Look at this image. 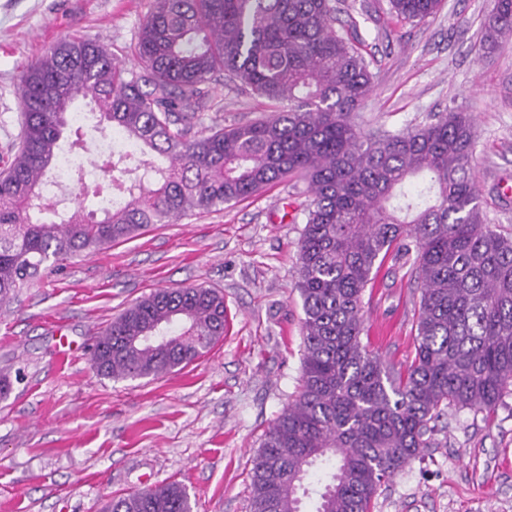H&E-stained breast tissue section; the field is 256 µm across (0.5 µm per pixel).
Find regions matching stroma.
I'll return each mask as SVG.
<instances>
[{
	"mask_svg": "<svg viewBox=\"0 0 512 512\" xmlns=\"http://www.w3.org/2000/svg\"><path fill=\"white\" fill-rule=\"evenodd\" d=\"M150 0H0V169L11 162L23 69L61 39L109 45L133 66ZM497 0H443L403 21L388 0H336V29L359 48L373 88L354 122L393 131L451 110L471 116L475 173L488 223L512 234V39H480ZM207 122L229 127L269 111L224 81ZM306 184L287 177L251 198L157 224L53 263L0 305V512H100L161 482L186 486L194 512H248L252 459L292 401L304 317L296 288ZM214 288L224 337L201 359L155 379L109 380L93 338L159 288ZM420 290L385 265L364 296L362 339L387 362L413 354ZM373 512H512V397L493 415L449 411L433 447L400 472Z\"/></svg>",
	"mask_w": 512,
	"mask_h": 512,
	"instance_id": "stroma-1",
	"label": "stroma"
}]
</instances>
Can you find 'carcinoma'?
I'll use <instances>...</instances> for the list:
<instances>
[{"label":"carcinoma","mask_w":512,"mask_h":512,"mask_svg":"<svg viewBox=\"0 0 512 512\" xmlns=\"http://www.w3.org/2000/svg\"><path fill=\"white\" fill-rule=\"evenodd\" d=\"M422 22L442 0H389ZM334 0H151L134 46L139 69L111 47L64 39L20 77L22 124L0 171V303L50 260L129 240L154 224L248 198L292 175L308 184L297 245L304 311L297 394L274 420L251 469L249 512H302L306 480L326 481L315 512H372L382 485L434 444L448 410H495L512 395V236L487 223L470 160L469 116L450 112L397 132L363 133L351 117L369 64L335 29ZM512 38V0L485 24L492 48ZM273 107L247 123L192 129L220 111L219 77ZM100 136L129 149L82 191L116 200L58 221L47 192L77 98ZM411 263L421 298L414 357L400 367L364 344V293L386 260ZM224 295L163 288L98 335L91 353L110 380L155 379L197 361L224 336ZM167 482L109 501L103 512H191Z\"/></svg>","instance_id":"carcinoma-1"}]
</instances>
